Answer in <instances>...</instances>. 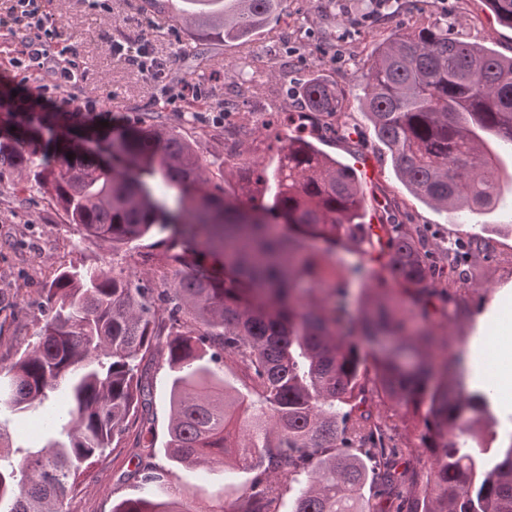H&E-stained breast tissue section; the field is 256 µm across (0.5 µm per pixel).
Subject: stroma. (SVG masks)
Wrapping results in <instances>:
<instances>
[{"instance_id": "obj_1", "label": "stroma", "mask_w": 512, "mask_h": 512, "mask_svg": "<svg viewBox=\"0 0 512 512\" xmlns=\"http://www.w3.org/2000/svg\"><path fill=\"white\" fill-rule=\"evenodd\" d=\"M44 6L56 22L58 47L73 50L87 69L76 89L79 97L99 100L111 111L115 130L151 114L180 127L205 164L223 172L229 188L235 185L239 161L276 166V133L263 130L262 123L268 112L298 111L296 97L285 92L287 86L316 75L336 83L344 94V112L339 122L317 124L311 139L339 161L371 169L363 180L365 223L378 224L387 209L401 222L425 227L428 250L438 262L448 241L469 233L487 238L493 246L492 258L472 265L453 301L434 318L433 329L449 352L480 361L483 382L496 391L495 443L512 441V387L504 388L498 375L502 352L512 353V151H500L501 195L493 209L447 214L403 188L357 101L365 84L364 63L374 48L392 32L423 22L447 19L455 34L512 56V29L497 22L485 0H394L381 20L371 15L372 0H281L278 20L253 40L216 42L202 56L176 16H153L144 0H112L108 19L86 0H44ZM142 36L166 62L168 83H204L214 74L229 83L248 74L256 87L239 111L226 115L223 126L183 124L186 104L161 105L158 86L108 50L111 39ZM30 38V33L20 32L0 46V96L28 95L30 88L19 82L11 60ZM115 263L136 275L143 272L138 250L115 254L83 237L66 224L47 195L15 173H0V360H12L35 342L48 314L43 287L59 269L108 268ZM146 380L151 392L148 414L130 426L120 448L90 469L68 512H112L113 505L135 494L140 431L152 429L157 444H164L170 410L167 367L152 365ZM171 471L163 498L180 500L193 512H235L234 495L213 482L206 468L175 464Z\"/></svg>"}]
</instances>
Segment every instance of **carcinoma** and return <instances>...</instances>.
Here are the masks:
<instances>
[{
    "label": "carcinoma",
    "mask_w": 512,
    "mask_h": 512,
    "mask_svg": "<svg viewBox=\"0 0 512 512\" xmlns=\"http://www.w3.org/2000/svg\"><path fill=\"white\" fill-rule=\"evenodd\" d=\"M486 2L512 28V0ZM277 5L184 0L178 19L204 50L253 38ZM364 67L361 108L406 191L446 213L493 207L500 185L486 143L512 148V57L452 34L443 19L393 34ZM251 90L227 85L224 107ZM298 101L327 118L344 94L315 78ZM104 141L118 164L110 170L68 140L0 137V169L27 177L86 237L114 252L154 239L145 257L162 284L122 266L74 267L47 282L49 316L36 343L0 361V410L35 411L59 389L66 404L46 422L54 438L40 448L4 444L0 422V512H67L91 467L149 411L144 374L163 335L164 453L222 476L240 465L256 471L234 512H281L292 490L290 512H377L369 481L396 512H512V440L488 447L494 389L461 392L446 350L430 362L438 303L453 300L471 264L490 254L488 240L473 235L462 254L448 248V270L435 268L425 230L392 219L374 232L362 221L361 174L303 136H276L277 167L242 163L231 192L190 140L151 116ZM338 250L360 262H336ZM354 279L372 284L358 297V323L347 304ZM392 287L411 313L380 292ZM414 314L425 326L411 325ZM227 362L246 394L224 384ZM374 394L396 407L432 471L399 470L404 450L370 410ZM140 439V492L112 512H192L155 499L170 472L153 462L154 437Z\"/></svg>",
    "instance_id": "cac0c4a2"
}]
</instances>
